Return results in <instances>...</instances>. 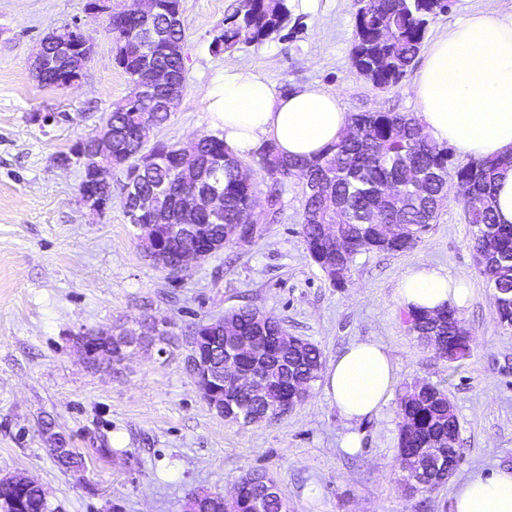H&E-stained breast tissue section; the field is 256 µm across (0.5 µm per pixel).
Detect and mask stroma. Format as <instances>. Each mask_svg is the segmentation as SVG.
<instances>
[{
	"label": "stroma",
	"instance_id": "35a3bbf8",
	"mask_svg": "<svg viewBox=\"0 0 512 512\" xmlns=\"http://www.w3.org/2000/svg\"><path fill=\"white\" fill-rule=\"evenodd\" d=\"M0 0V478L22 475L42 487L52 512H181L198 490L230 494L248 471L267 473L288 512H452L453 484L512 469V328L501 325L494 292L479 275L470 227L456 199L414 249L366 251L344 287L332 285L301 235L305 181L288 179L283 211L263 236L231 243L179 278L138 245L124 209L125 180L113 172L102 214L79 200L82 169L62 156L102 125L130 84L115 62L108 15L132 0ZM427 40L512 0H449ZM239 0H180L185 32L184 97L155 139L185 144L213 134L205 93L227 65L264 67L277 88L316 83L339 92L350 113H418L415 70L375 90L351 67L352 0H288L280 35L233 52L211 42ZM80 27L93 45L82 77L66 88L37 81L29 59L50 32ZM430 263L468 290L459 314L474 340L470 358L449 368L401 320L406 271ZM250 305L316 344L324 362L356 341L388 352L394 390L427 381L447 390L459 421L462 456L453 483L429 497L406 491L397 467L398 400L361 421L331 404L321 383L271 422L230 423L201 397L188 366L195 324ZM163 321L162 350L132 349L111 370L87 367L74 334ZM59 433L81 455V475L48 451ZM360 446L341 447L347 433Z\"/></svg>",
	"mask_w": 512,
	"mask_h": 512
}]
</instances>
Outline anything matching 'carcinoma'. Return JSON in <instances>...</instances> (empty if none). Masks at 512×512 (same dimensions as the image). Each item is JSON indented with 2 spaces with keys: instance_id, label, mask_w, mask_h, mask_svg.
<instances>
[{
  "instance_id": "obj_1",
  "label": "carcinoma",
  "mask_w": 512,
  "mask_h": 512,
  "mask_svg": "<svg viewBox=\"0 0 512 512\" xmlns=\"http://www.w3.org/2000/svg\"><path fill=\"white\" fill-rule=\"evenodd\" d=\"M353 8L352 68L373 88L386 90L413 66L430 23L448 11V0H353ZM289 21L286 0H251L224 17V27L213 40L221 41L220 50L224 52L250 47L278 35ZM382 23L391 27L387 39L378 35ZM141 25L138 19L117 13L112 16L110 27L115 61L130 83L128 95L113 103L108 116L116 133L112 169L127 177L139 165L141 155H150L159 147L168 149L171 156L175 153L173 144L150 142L153 130L167 122L170 114L161 111L157 98L146 101L136 93L143 57L137 32ZM350 120L339 140L311 160L287 159L273 143L262 144L256 153V164L269 183L263 218L252 212L254 185L240 180L241 160L229 156L224 140L203 137L199 142L198 174L211 173L224 187V217L219 223L197 220L198 231L191 238L172 233L168 224L157 225L156 251L150 260L163 269L180 253L213 242L224 247L235 241L238 227L249 222L257 225V236H262L261 223L271 224L278 219L285 181L308 170L318 190H305L301 234L311 259L326 272L332 258L324 241L325 231L335 227L346 249V268L343 278H333L331 282L342 287L359 252L403 253L416 247L453 190L471 229L476 269L498 293L500 323L512 327V224L498 223L495 215L497 181L512 169V157L475 159L455 166L447 145L419 137L423 126L411 113L365 111L352 114ZM408 167L420 172V178L404 179ZM190 177L192 174L175 172L170 167L156 168L145 175L139 189L149 191L163 183L176 190ZM487 234L494 237L495 243V253L489 256L484 246ZM403 319L412 329L439 336L433 349L448 362V367L454 368L470 356L472 342L454 333V325L461 320L457 310L411 309L403 312ZM246 336L266 337L268 351L261 368L266 387L264 401H252L249 393L231 382L207 387L209 392L224 394V419L242 425L246 421L238 413L244 408L274 420L282 416L279 404L284 397L300 390L310 395L322 364L318 346L290 334L282 321L250 306L230 311L220 336L197 325L190 350L207 356L213 370H225L224 347L233 346ZM398 418L401 472L423 466L417 458L421 448L439 446L443 456L460 462V448L448 447V436L458 437V420L445 391L427 382L407 387L399 398ZM49 439L57 444L54 459L64 471L75 475L83 471V461L73 449L55 433L49 434ZM270 488L265 473L249 472L242 477L236 496L224 502V509L254 512V502L259 501L263 512H286L288 503L280 492ZM0 509L52 512L37 485L23 489L0 487Z\"/></svg>"
}]
</instances>
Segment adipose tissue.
Here are the masks:
<instances>
[{"label":"adipose tissue","instance_id":"obj_1","mask_svg":"<svg viewBox=\"0 0 512 512\" xmlns=\"http://www.w3.org/2000/svg\"><path fill=\"white\" fill-rule=\"evenodd\" d=\"M426 132L475 159L512 155V13L487 9L449 28L429 47L414 80ZM205 98L213 127L235 157L260 141L286 157L312 158L335 143L350 118L340 97L319 85L280 90L262 67L228 66ZM403 307H462L466 290L448 273L422 263L403 278ZM395 370L385 349L356 342L324 373L327 398L350 421L377 414ZM453 512H512V469L457 484Z\"/></svg>","mask_w":512,"mask_h":512}]
</instances>
